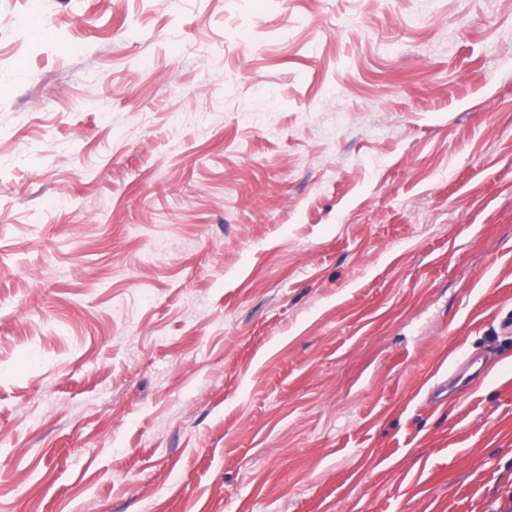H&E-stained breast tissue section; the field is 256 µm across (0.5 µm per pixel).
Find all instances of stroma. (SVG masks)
Segmentation results:
<instances>
[{
    "label": "stroma",
    "mask_w": 512,
    "mask_h": 512,
    "mask_svg": "<svg viewBox=\"0 0 512 512\" xmlns=\"http://www.w3.org/2000/svg\"><path fill=\"white\" fill-rule=\"evenodd\" d=\"M507 318L512 0H0V512H512Z\"/></svg>",
    "instance_id": "obj_1"
}]
</instances>
